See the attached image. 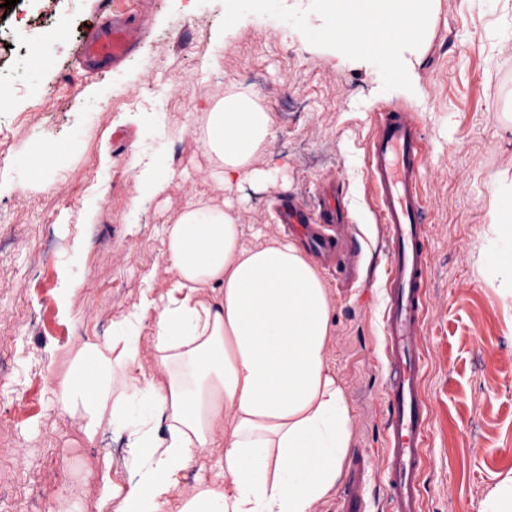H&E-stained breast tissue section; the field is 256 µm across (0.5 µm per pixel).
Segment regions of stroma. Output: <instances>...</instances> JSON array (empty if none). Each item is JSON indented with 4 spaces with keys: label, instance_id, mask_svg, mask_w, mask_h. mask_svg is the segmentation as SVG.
Instances as JSON below:
<instances>
[{
    "label": "stroma",
    "instance_id": "1",
    "mask_svg": "<svg viewBox=\"0 0 512 512\" xmlns=\"http://www.w3.org/2000/svg\"><path fill=\"white\" fill-rule=\"evenodd\" d=\"M110 13L144 18L146 36L122 64L86 73L73 52ZM326 23L320 0H18L0 18V446L13 451L0 458V512H98L105 457L116 498L129 490L122 427L142 401L90 446L53 389L84 341L111 335L142 295L166 293L167 217L223 202L193 130L233 85L272 112L258 165L281 169L276 183L244 184L246 235L287 238L276 202L315 209L333 177L361 249L355 281L322 276L329 362L352 416L347 457L371 459L366 512L389 509V243L368 146L391 107L413 111L426 153L422 512H483L512 474V0H438L414 95L389 58L327 62Z\"/></svg>",
    "mask_w": 512,
    "mask_h": 512
}]
</instances>
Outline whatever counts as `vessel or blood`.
<instances>
[{
	"label": "vessel or blood",
	"instance_id": "1",
	"mask_svg": "<svg viewBox=\"0 0 512 512\" xmlns=\"http://www.w3.org/2000/svg\"><path fill=\"white\" fill-rule=\"evenodd\" d=\"M139 37L132 24L112 19L80 44L78 60L98 69L118 63L133 52ZM423 167V138L414 114L400 107L387 109L371 137L368 170L380 220L388 224L391 235L384 315L389 379L385 387L388 423L383 459L391 512H420L419 479L429 418L421 387L424 356L419 342L430 264L424 246ZM343 216L341 197L332 182L322 188L317 223H309L296 205L286 203L278 208L280 223L296 226L298 235L311 248L326 253L338 245L329 227L341 223Z\"/></svg>",
	"mask_w": 512,
	"mask_h": 512
}]
</instances>
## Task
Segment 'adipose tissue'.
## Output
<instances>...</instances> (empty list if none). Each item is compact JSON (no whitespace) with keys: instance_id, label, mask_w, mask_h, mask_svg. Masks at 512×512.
<instances>
[{"instance_id":"obj_1","label":"adipose tissue","mask_w":512,"mask_h":512,"mask_svg":"<svg viewBox=\"0 0 512 512\" xmlns=\"http://www.w3.org/2000/svg\"><path fill=\"white\" fill-rule=\"evenodd\" d=\"M327 2L320 41L330 60L385 35L383 55L413 89L436 0ZM197 136L225 194L269 178L257 160L274 120L251 91L208 103ZM164 243L177 271L166 295H142L111 336L84 343L71 363L76 380L60 392L91 445L129 397L151 409L125 426L135 483L113 507L102 469L99 512H312L339 480L352 439L328 362L332 298L319 268L295 242H245L229 204H188L165 224ZM149 315L159 374L132 379L126 367ZM205 456L210 478L182 492L183 470Z\"/></svg>"}]
</instances>
